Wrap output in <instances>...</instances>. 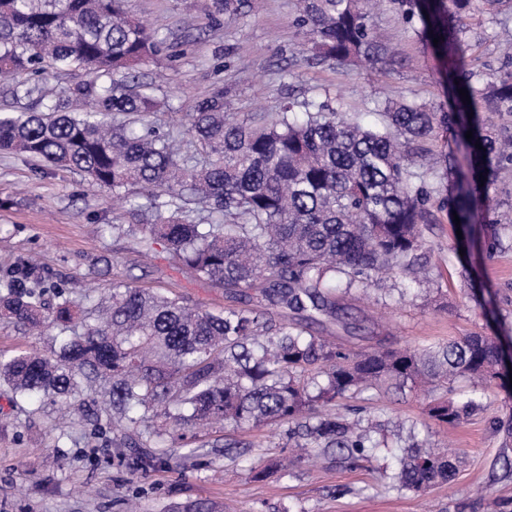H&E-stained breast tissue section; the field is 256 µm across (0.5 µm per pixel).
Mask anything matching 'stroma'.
Instances as JSON below:
<instances>
[{"label": "stroma", "mask_w": 512, "mask_h": 512, "mask_svg": "<svg viewBox=\"0 0 512 512\" xmlns=\"http://www.w3.org/2000/svg\"><path fill=\"white\" fill-rule=\"evenodd\" d=\"M210 0H126L131 15L168 37L156 60L141 68L168 107L157 121L163 131L185 129L184 115L216 88L230 112H277L287 95L335 93L344 110L371 123L388 100L444 101L442 61L402 22L391 6L373 16L384 43L400 58L384 71L306 62L292 24V0H251L242 13L209 25ZM468 35L478 68L493 77L512 71L503 47L512 41L507 24L470 19ZM110 190L82 173L57 169L16 154L0 153V270L32 262L55 281H66L73 298L93 307L123 281L140 288H165L191 306L214 312L234 305L223 287L196 278L164 250L143 258L131 241L105 231L111 223ZM476 233L500 234L494 250L460 254L447 212H434L424 230L431 250L430 281L411 285L401 301L374 304L347 300L342 320L310 324L315 335L360 350L391 336L402 345H443L478 332L512 339V169L489 189ZM427 397L420 391L388 393L369 400L344 399L362 418L425 421ZM512 422V393L489 390L484 406L455 427L431 425L433 440L459 458L456 478L420 494L392 489V457L364 468H344L335 456L301 457L288 471L259 480L250 469L279 455V430L263 426L244 433L249 454L225 450L220 432L203 434L196 453L168 451L166 463L134 465L137 449L109 430L93 436L74 408L46 399L15 400L0 384V512H169L195 504L203 512H487L491 500L512 506V439L500 425Z\"/></svg>", "instance_id": "1"}]
</instances>
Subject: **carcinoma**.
<instances>
[{
	"instance_id": "cac0c4a2",
	"label": "carcinoma",
	"mask_w": 512,
	"mask_h": 512,
	"mask_svg": "<svg viewBox=\"0 0 512 512\" xmlns=\"http://www.w3.org/2000/svg\"><path fill=\"white\" fill-rule=\"evenodd\" d=\"M125 0H0V75L14 95L31 97L51 71L95 74L31 112L0 113V150L85 173L127 206L112 232L149 254L162 246L179 265L238 296L241 306L212 313L166 291L112 284L93 321L74 310L66 286L23 261L3 272L0 316L27 333L56 327L49 350L0 354V382L22 397L67 402L93 383L109 400L86 416L94 430L121 424L125 438L148 433L153 466L165 449L197 440L195 425L219 429L276 425L290 448L336 453L356 470L390 447L385 424L362 425L336 402L386 385L442 391L428 407L438 424L480 408L484 388L502 379L500 350L473 333L445 345L402 348L378 341L371 351L306 333L284 312L312 323L341 310L336 293L383 301L407 289L382 287L386 274L424 271L423 225L445 209L466 230L478 222L486 186L512 167V128L484 116H512V72L484 77L462 31L448 16L512 18V0H389L407 24L444 58L450 111L395 101L379 121L332 106V98H288L281 111H224V91L187 113L189 148L157 132L151 118L167 108L136 82L137 68L166 44L157 28L131 19ZM247 0H212L208 22ZM373 0H296L300 52L318 63L365 59L393 64L370 23ZM121 74L118 80L114 75ZM468 91L471 104L458 90ZM473 117H468V114ZM473 138H465L467 131ZM459 156L431 164L440 133ZM481 143L482 148L475 147ZM485 180H480V176ZM448 180L446 193L427 182ZM61 299L46 307L43 297ZM474 379L464 398L459 379ZM395 458L392 485L414 494L452 480L455 460L417 438Z\"/></svg>"
}]
</instances>
